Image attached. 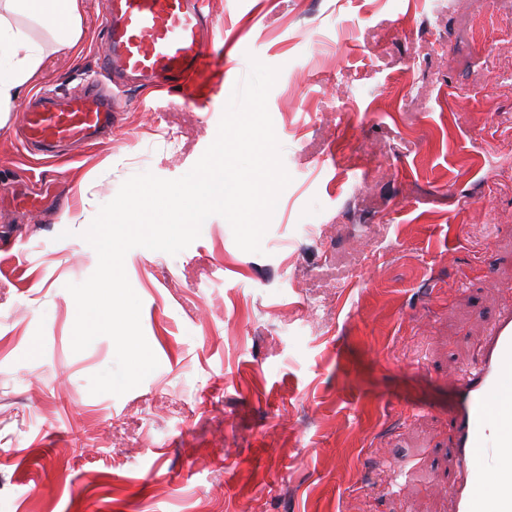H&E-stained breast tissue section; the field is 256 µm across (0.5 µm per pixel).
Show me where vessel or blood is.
I'll return each instance as SVG.
<instances>
[{
	"mask_svg": "<svg viewBox=\"0 0 512 512\" xmlns=\"http://www.w3.org/2000/svg\"><path fill=\"white\" fill-rule=\"evenodd\" d=\"M102 34L109 50L97 63L100 76L114 84L134 81L185 89L190 110L200 109L189 80L208 79L218 64L211 51L215 28L202 0H106ZM123 104L90 83L65 101L48 98L27 113L24 140L51 150L60 143L87 144ZM459 400L448 413L454 433L458 477L453 512H475L476 499L496 483L497 512H512V460H494L498 448L512 447V310L491 321L480 347V365L456 380Z\"/></svg>",
	"mask_w": 512,
	"mask_h": 512,
	"instance_id": "vessel-or-blood-1",
	"label": "vessel or blood"
}]
</instances>
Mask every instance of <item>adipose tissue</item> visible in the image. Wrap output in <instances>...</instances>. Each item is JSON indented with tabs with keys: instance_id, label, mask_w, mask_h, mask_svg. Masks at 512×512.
<instances>
[{
	"instance_id": "adipose-tissue-1",
	"label": "adipose tissue",
	"mask_w": 512,
	"mask_h": 512,
	"mask_svg": "<svg viewBox=\"0 0 512 512\" xmlns=\"http://www.w3.org/2000/svg\"><path fill=\"white\" fill-rule=\"evenodd\" d=\"M82 4L83 0H0V127L7 124L46 59L43 47L12 23V16L42 23L51 32L56 51L70 53L83 38Z\"/></svg>"
}]
</instances>
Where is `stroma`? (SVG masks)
<instances>
[{
	"label": "stroma",
	"mask_w": 512,
	"mask_h": 512,
	"mask_svg": "<svg viewBox=\"0 0 512 512\" xmlns=\"http://www.w3.org/2000/svg\"><path fill=\"white\" fill-rule=\"evenodd\" d=\"M52 52L0 128V512H451L454 375L512 305V0H206L201 110L128 87L109 139L42 160L37 93L103 53ZM292 181L261 253L217 215L177 255L125 257L157 368L91 394L113 341L73 352L67 283L124 181L187 173L250 58Z\"/></svg>",
	"instance_id": "35a3bbf8"
}]
</instances>
